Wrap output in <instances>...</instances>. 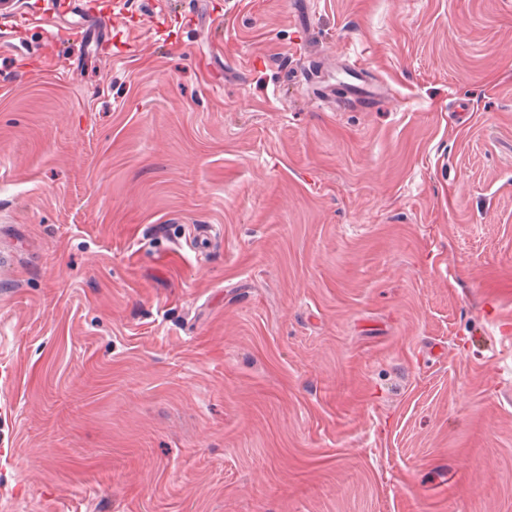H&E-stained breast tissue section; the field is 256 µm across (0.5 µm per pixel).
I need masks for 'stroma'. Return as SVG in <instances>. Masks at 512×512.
<instances>
[{
    "instance_id": "stroma-1",
    "label": "stroma",
    "mask_w": 512,
    "mask_h": 512,
    "mask_svg": "<svg viewBox=\"0 0 512 512\" xmlns=\"http://www.w3.org/2000/svg\"><path fill=\"white\" fill-rule=\"evenodd\" d=\"M95 2L0 0V512H512V0Z\"/></svg>"
}]
</instances>
